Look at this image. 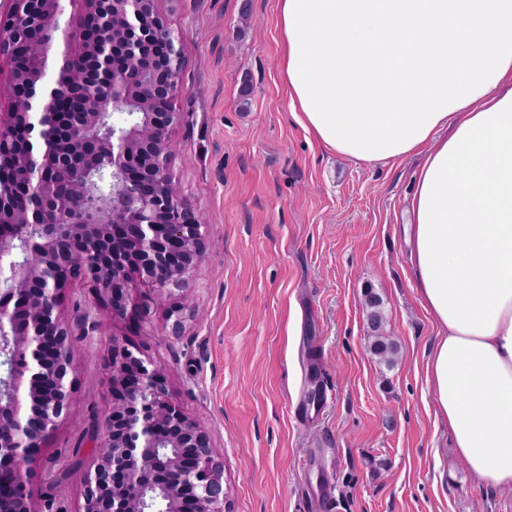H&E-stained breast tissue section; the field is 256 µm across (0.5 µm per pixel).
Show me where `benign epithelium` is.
Wrapping results in <instances>:
<instances>
[{"mask_svg": "<svg viewBox=\"0 0 512 512\" xmlns=\"http://www.w3.org/2000/svg\"><path fill=\"white\" fill-rule=\"evenodd\" d=\"M11 0L0 19L10 76L0 98V185L26 199L0 209V512H31L32 462L70 413L78 364L61 311L77 284L114 318L180 295L208 242L201 210L170 176L184 65L159 0ZM144 288L132 296V284ZM109 401L79 512H230L224 461L210 433L174 404L157 363L112 339Z\"/></svg>", "mask_w": 512, "mask_h": 512, "instance_id": "benign-epithelium-1", "label": "benign epithelium"}]
</instances>
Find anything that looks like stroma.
I'll use <instances>...</instances> for the list:
<instances>
[{"label": "stroma", "mask_w": 512, "mask_h": 512, "mask_svg": "<svg viewBox=\"0 0 512 512\" xmlns=\"http://www.w3.org/2000/svg\"><path fill=\"white\" fill-rule=\"evenodd\" d=\"M276 4H159L185 56L170 174L203 212L209 249L177 338L161 334L164 307L115 319L88 289L69 291L74 405L33 465L32 512L83 502L116 338L161 365L171 401L211 434L232 512H512L511 493L478 486L456 459L425 380L437 328L403 240L418 161L354 162L295 123ZM370 289L398 345L390 367L369 350ZM85 314L98 331L84 333ZM313 389L317 413L297 417Z\"/></svg>", "instance_id": "stroma-1"}]
</instances>
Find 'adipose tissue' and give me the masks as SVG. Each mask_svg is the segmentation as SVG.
<instances>
[{"label":"adipose tissue","instance_id":"1","mask_svg":"<svg viewBox=\"0 0 512 512\" xmlns=\"http://www.w3.org/2000/svg\"><path fill=\"white\" fill-rule=\"evenodd\" d=\"M295 121L325 149L416 157L406 226L435 415L512 492V0H278Z\"/></svg>","mask_w":512,"mask_h":512}]
</instances>
